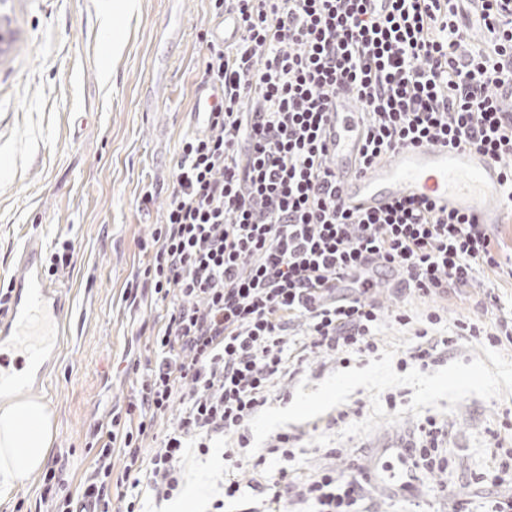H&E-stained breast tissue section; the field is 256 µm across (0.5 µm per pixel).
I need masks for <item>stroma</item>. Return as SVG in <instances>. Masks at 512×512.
<instances>
[{
  "label": "stroma",
  "mask_w": 512,
  "mask_h": 512,
  "mask_svg": "<svg viewBox=\"0 0 512 512\" xmlns=\"http://www.w3.org/2000/svg\"><path fill=\"white\" fill-rule=\"evenodd\" d=\"M113 0H0V35L12 49L0 54V289L16 274V260L29 238L44 249L72 240L67 268L53 275L69 299L72 317L39 394L56 421L50 460L65 459L64 477L78 488L90 475L87 448L111 411L125 409L135 376L128 363L146 356L152 329L165 309L137 275L148 256L141 248L160 223L171 190L170 171L198 87L197 63L204 32L217 19L211 0H134L133 10H113ZM122 50L113 53L112 38ZM154 195L142 203L143 186ZM383 322L400 310L414 320L438 311L439 333L454 332L460 318L499 324V310H512V277L480 271L473 287L444 296H399L382 291ZM337 365L315 352L279 379L270 406H288L298 384L316 390ZM412 388L385 390L396 424L369 436L343 437L371 410L357 388L340 410L304 423H290L296 457L288 478L304 482L320 471L359 468L365 482L361 512H489L493 501L512 497V482L492 478L512 448V397L465 399L455 412L424 408L407 412ZM435 423L444 471L417 472L408 487L389 480L387 467L406 470L405 449ZM320 435L333 439L319 447ZM279 462L255 466L253 458L228 460L223 449L189 456L183 491H198L192 512H210L220 482L235 471L244 498L225 500L224 512L254 507L265 512L274 493Z\"/></svg>",
  "instance_id": "obj_1"
}]
</instances>
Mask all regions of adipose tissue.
<instances>
[{
	"mask_svg": "<svg viewBox=\"0 0 512 512\" xmlns=\"http://www.w3.org/2000/svg\"><path fill=\"white\" fill-rule=\"evenodd\" d=\"M55 433L46 405L21 399L0 405V501L9 499L16 486L45 468Z\"/></svg>",
	"mask_w": 512,
	"mask_h": 512,
	"instance_id": "ef3b65f1",
	"label": "adipose tissue"
}]
</instances>
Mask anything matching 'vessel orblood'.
Segmentation results:
<instances>
[{
	"mask_svg": "<svg viewBox=\"0 0 512 512\" xmlns=\"http://www.w3.org/2000/svg\"><path fill=\"white\" fill-rule=\"evenodd\" d=\"M220 92L197 90L195 127L206 124ZM363 113L352 93H337L328 125L327 146L344 199L355 208L377 210L400 193L426 194L444 209L474 217L479 224L502 221L501 206L488 197L500 188L502 170L483 153L440 145L396 151L385 163L357 173ZM60 285L43 275L42 248L29 239L13 281L12 299L0 311V399L41 390L70 321Z\"/></svg>",
	"mask_w": 512,
	"mask_h": 512,
	"instance_id": "1",
	"label": "vessel or blood"
}]
</instances>
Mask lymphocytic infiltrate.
<instances>
[{"mask_svg": "<svg viewBox=\"0 0 512 512\" xmlns=\"http://www.w3.org/2000/svg\"><path fill=\"white\" fill-rule=\"evenodd\" d=\"M463 7L481 45L458 20ZM227 8L240 37L231 49L208 40L198 67L223 96L205 129L182 138L145 247L143 276L166 316L133 362L125 410L90 444L81 489L43 475L53 512H112L116 499L137 512L139 487L159 503L178 493L189 450L233 435L247 453L249 423L291 364L318 350L346 368L377 353L380 274L439 296L512 261L486 225L430 197L350 207L326 145L331 100L346 89L366 114L361 170L399 149L464 146L502 166L511 192L512 112L496 88L512 81V0H214L216 13ZM363 491L356 474L327 469L297 495L311 512H357Z\"/></svg>", "mask_w": 512, "mask_h": 512, "instance_id": "obj_1", "label": "lymphocytic infiltrate"}]
</instances>
